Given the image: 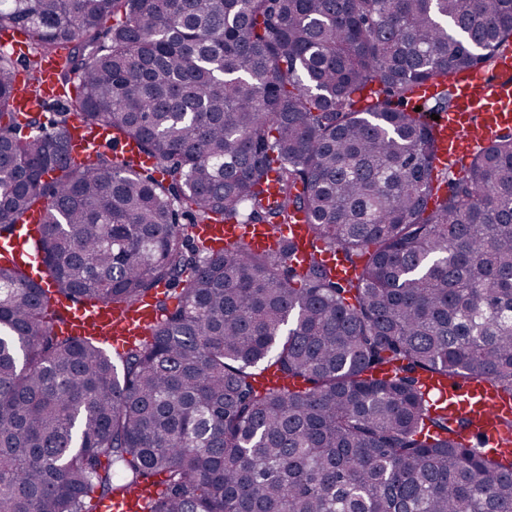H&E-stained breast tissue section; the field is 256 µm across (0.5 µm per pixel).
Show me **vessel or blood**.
I'll use <instances>...</instances> for the list:
<instances>
[{"label": "vessel or blood", "instance_id": "vessel-or-blood-1", "mask_svg": "<svg viewBox=\"0 0 512 512\" xmlns=\"http://www.w3.org/2000/svg\"><path fill=\"white\" fill-rule=\"evenodd\" d=\"M32 67L40 78L39 95L23 90L14 102L16 112L25 115L43 111L58 91L55 59L33 58ZM495 70L492 76L472 71L460 77L455 85L453 107L441 113L435 123L443 154L454 158L458 166L467 165L473 153L489 144L499 132L512 128V55H499ZM110 141L106 128H90L77 122L69 130V154L87 159ZM39 222V214H31L14 237L0 242V259L24 268L35 280L40 277L41 261L29 246L28 234ZM197 232L217 247L242 244L252 250L272 248L277 238L283 236L297 244L299 257L308 255L307 230L302 223L284 226L277 234L262 224L201 223ZM157 317L154 305L147 300L124 310L100 304L69 311L62 329L74 335L99 337L113 346H125L143 336ZM425 389L432 394L436 405L447 406L449 412L467 419L462 441L507 459L512 457V438L502 426L503 418L512 416V401L503 398L489 382L477 378L455 387L429 379Z\"/></svg>", "mask_w": 512, "mask_h": 512}]
</instances>
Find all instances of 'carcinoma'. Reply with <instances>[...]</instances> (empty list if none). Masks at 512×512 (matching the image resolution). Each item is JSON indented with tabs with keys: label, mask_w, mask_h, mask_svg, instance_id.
I'll use <instances>...</instances> for the list:
<instances>
[{
	"label": "carcinoma",
	"mask_w": 512,
	"mask_h": 512,
	"mask_svg": "<svg viewBox=\"0 0 512 512\" xmlns=\"http://www.w3.org/2000/svg\"><path fill=\"white\" fill-rule=\"evenodd\" d=\"M7 26L82 80L21 127L0 51V238L39 212L47 283L0 263L12 512L151 487L139 512H512V460L459 443L467 420L422 384L512 396V134L450 178L427 121L512 46V0H0ZM72 117L151 167L98 150L71 168ZM299 216L303 266L289 239L194 233ZM334 250L354 276L317 259ZM162 284L115 356L48 316L54 292L123 307Z\"/></svg>",
	"instance_id": "carcinoma-1"
}]
</instances>
